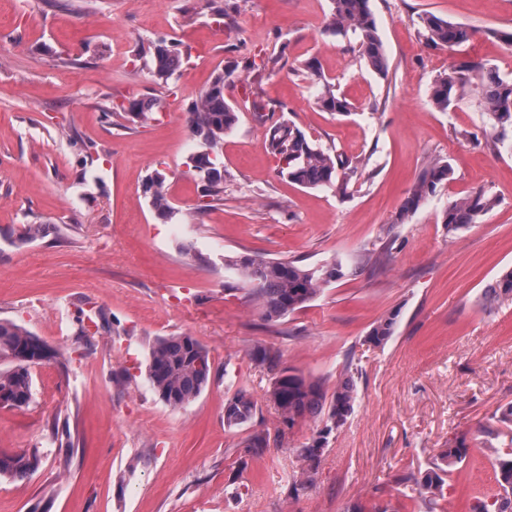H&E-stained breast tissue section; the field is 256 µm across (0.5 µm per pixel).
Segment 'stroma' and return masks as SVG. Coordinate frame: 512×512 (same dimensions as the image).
Instances as JSON below:
<instances>
[{
  "instance_id": "35a3bbf8",
  "label": "stroma",
  "mask_w": 512,
  "mask_h": 512,
  "mask_svg": "<svg viewBox=\"0 0 512 512\" xmlns=\"http://www.w3.org/2000/svg\"><path fill=\"white\" fill-rule=\"evenodd\" d=\"M370 7L384 79L353 40L325 32L330 0H0V319L54 351L32 369L29 407L0 409V452L43 453L33 475L0 479V512H347L355 503L426 512L410 477L462 434L469 453L447 479L444 512L497 493L487 445L512 442L495 420L512 402V301L489 307L483 292L512 269V155L485 148L488 119L474 98L442 112L429 92L460 61L512 77V49L491 35L512 30V0ZM427 12L473 37L430 48L418 33ZM161 39L186 56L166 86L139 61ZM311 58L352 114L316 106L318 87L302 69ZM220 69L232 73L224 95L239 119L219 157L224 198L205 208L186 166L198 149L186 116ZM151 98L163 105L148 123L110 113ZM282 119L357 163L350 197L279 176L256 130ZM434 158L451 164L452 178L396 223ZM157 171L177 210L167 222L143 191ZM480 188L497 207L448 234L449 203ZM30 224L39 234L19 243ZM364 253L375 267L278 321L227 287L236 277L228 255L317 264ZM394 310L393 336L367 344ZM179 334L208 349L212 372L196 400L174 409L146 368L156 339ZM260 346L325 390L346 372L357 382L352 416L329 436L314 482L296 492L288 484L299 450L319 423L280 431L273 373L251 356ZM241 388L256 414L230 429L224 404ZM260 430L279 439L249 455L244 440Z\"/></svg>"
}]
</instances>
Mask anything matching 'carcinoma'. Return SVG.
I'll list each match as a JSON object with an SVG mask.
<instances>
[{"instance_id":"cac0c4a2","label":"carcinoma","mask_w":512,"mask_h":512,"mask_svg":"<svg viewBox=\"0 0 512 512\" xmlns=\"http://www.w3.org/2000/svg\"><path fill=\"white\" fill-rule=\"evenodd\" d=\"M419 24L426 43L435 49L451 50L468 42L473 35L470 27L434 14L420 16ZM325 30L344 37L353 35L364 63L380 76H388V60L370 0H332ZM142 59L154 81L167 85L181 66L183 54L160 40L142 55ZM304 70L320 85L316 104L322 111L338 115L352 112L353 103L321 72L316 59L307 60ZM225 78L222 72L216 74L188 112L189 130L201 151L188 158L187 167L202 184V197L212 201L224 196V168L218 163L224 133L238 122V109L224 95ZM472 87L478 89L480 104L489 121L484 133L486 145L498 153L503 148L512 151V79L504 78L497 68L479 63L451 67L433 82L430 100L439 111L447 112L458 106ZM160 107L158 99L133 100L129 102L127 115L143 124ZM266 148L276 158L279 174L289 181L305 188H329L340 197L350 195L349 186L358 174L357 167L335 150L309 139L295 124L285 120L274 124L268 133ZM451 175L452 167L448 162L441 159L431 162L406 191L396 222H403L435 196L438 187ZM145 192L158 218L168 221L175 216L163 174L154 172L146 181ZM495 205L496 199L480 189L448 205L443 224L448 233L454 234L476 223ZM371 260L372 256L364 255L351 265L334 257L311 265L299 259L226 255L224 268L239 276L235 289L246 291L247 297L258 303L266 320L277 321L305 308L324 288L352 274L353 266L367 265ZM484 299L489 304L512 299L511 269L485 288ZM397 316L398 313L393 312L377 321L366 336V342L376 347L385 344L393 336ZM51 357V348L39 337L11 320L0 319V361H8V367L0 369V397L11 400L17 409L29 406L33 396L31 367ZM210 374L208 350L192 336L161 338L150 348L147 379L160 400L173 409L193 402L208 384ZM356 394L354 377L347 372L330 395L320 381L290 370L280 371L272 379L268 396L284 427L291 429L306 417L318 418L322 423L316 436L300 450L304 479L293 482V490L305 486L317 474L327 435L333 426H343L352 415ZM255 413V401L246 391L239 390L224 404V425L241 427L250 422ZM269 443V433H253L245 440L246 452L260 454ZM468 450L466 437H457L427 469L414 475L413 483L420 497L432 505L443 499L447 476L466 458ZM495 461L499 491L489 501L476 499L471 512H512V456L498 453ZM40 464L41 453L37 448L20 454L1 452L0 477L24 478L34 473Z\"/></svg>"}]
</instances>
